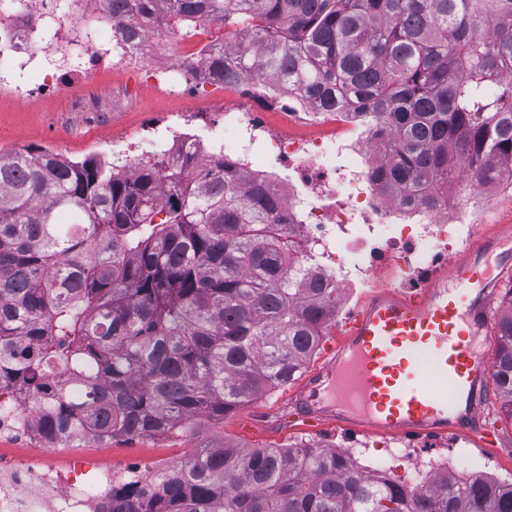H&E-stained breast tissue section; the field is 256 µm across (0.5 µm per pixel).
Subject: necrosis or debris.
Segmentation results:
<instances>
[{
  "instance_id": "1",
  "label": "necrosis or debris",
  "mask_w": 512,
  "mask_h": 512,
  "mask_svg": "<svg viewBox=\"0 0 512 512\" xmlns=\"http://www.w3.org/2000/svg\"><path fill=\"white\" fill-rule=\"evenodd\" d=\"M216 24L196 29L195 47L185 58L160 65L148 59L158 50L153 27L137 36L123 32L103 0H0V97L36 103L56 96L61 79L75 98L90 101L99 72L121 75L171 97L212 86L223 95L205 134L189 133L192 114L169 123L149 122L136 141L117 142L114 155L123 172L161 163L188 149L210 153L236 136L226 158L248 183L270 188L295 224L304 269L336 285L340 295L367 288L386 275L389 287L417 293L444 267L475 221L484 202L477 187L450 185L439 216L398 204L376 190L371 171L381 156L369 129L353 114L315 109L296 95L269 112L240 102L246 80L226 83L205 69L200 48L220 50ZM263 149L267 162L255 159ZM35 392L0 385V512H102L112 498L144 488L149 475L167 468L164 460L101 458L106 445L76 446L70 432L46 436L33 417Z\"/></svg>"
}]
</instances>
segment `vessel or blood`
Returning a JSON list of instances; mask_svg holds the SVG:
<instances>
[{
  "label": "vessel or blood",
  "instance_id": "b4317fda",
  "mask_svg": "<svg viewBox=\"0 0 512 512\" xmlns=\"http://www.w3.org/2000/svg\"><path fill=\"white\" fill-rule=\"evenodd\" d=\"M512 244V226L483 238L426 288H382L345 326L328 362L298 389L304 421H340L408 436L485 438L484 386L492 360L478 336L492 329L488 253Z\"/></svg>",
  "mask_w": 512,
  "mask_h": 512
}]
</instances>
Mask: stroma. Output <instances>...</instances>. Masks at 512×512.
I'll use <instances>...</instances> for the list:
<instances>
[{
	"mask_svg": "<svg viewBox=\"0 0 512 512\" xmlns=\"http://www.w3.org/2000/svg\"><path fill=\"white\" fill-rule=\"evenodd\" d=\"M184 101L146 91H126L122 82L104 78L97 95L88 103H71L59 94L37 104L0 101V149L17 152L45 148L60 156L81 161L99 155L103 142L133 134L152 118L184 108ZM500 224L512 225V189L492 187L487 205L473 226L471 240H479ZM371 291L360 288L339 306L336 317L308 362L307 373L319 370L327 352L342 332L346 319L361 308ZM293 385H284L244 405L219 425H201L194 433L176 432L166 436L128 439L114 437L115 453L140 455L143 449L163 451L179 448L193 453L200 443H227L245 448L286 446L303 443L314 447L351 450L359 466L369 468L382 455L386 443L402 442V435L378 430H358L339 424L316 428L293 418ZM484 422L495 436L494 443L466 436L459 447L417 448L412 458L396 468L394 476L404 481L412 476L428 477L454 464L457 471L471 474L490 471L499 481L512 482V421L506 417L492 388H485Z\"/></svg>",
	"mask_w": 512,
	"mask_h": 512,
	"instance_id": "obj_1",
	"label": "stroma"
}]
</instances>
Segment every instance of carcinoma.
<instances>
[{"label":"carcinoma","mask_w":512,"mask_h":512,"mask_svg":"<svg viewBox=\"0 0 512 512\" xmlns=\"http://www.w3.org/2000/svg\"><path fill=\"white\" fill-rule=\"evenodd\" d=\"M108 2L132 34L232 25L211 71L362 114L387 160L373 177L405 203L436 212L449 185H490L512 162V80L494 83L512 74V0ZM278 208L222 156L127 174L0 151V382L42 394L47 435L80 440L219 423L290 383L340 300L297 267ZM496 335L512 420V289ZM106 512H512V483L401 482L335 448L204 443Z\"/></svg>","instance_id":"cac0c4a2"}]
</instances>
